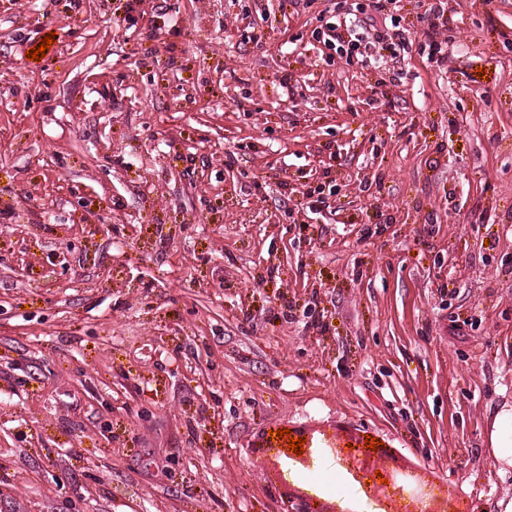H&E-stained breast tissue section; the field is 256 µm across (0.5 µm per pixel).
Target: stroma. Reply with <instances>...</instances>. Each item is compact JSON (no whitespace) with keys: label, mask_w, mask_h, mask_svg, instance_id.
<instances>
[{"label":"stroma","mask_w":512,"mask_h":512,"mask_svg":"<svg viewBox=\"0 0 512 512\" xmlns=\"http://www.w3.org/2000/svg\"><path fill=\"white\" fill-rule=\"evenodd\" d=\"M354 3L0 0V512H286L312 419L512 512V0ZM399 0H371L369 3L370 12L360 20L355 14L352 20L345 19V28L338 31L343 24L334 23V25L327 26L332 34H327L330 38L328 40H336L337 42L347 43L348 54H355L363 56V52L359 51L364 45L365 51L370 48L378 47L379 50H389L395 55L397 48L406 52L409 46H412V40L405 36L404 29L400 31L399 25L395 23L393 15L390 14L391 9L389 5H394L396 9ZM389 12V13H387ZM366 34V37L363 35ZM349 37L346 41L345 38ZM366 39H368L366 41ZM397 39V40H396ZM357 51V52H356ZM448 2L446 0H431L426 7L424 14H421L423 21L427 22V29L423 31V36L426 37L424 50L428 49V56L431 59L443 58L445 55V48L441 41L436 40L440 27H445L448 23Z\"/></svg>","instance_id":"35a3bbf8"}]
</instances>
